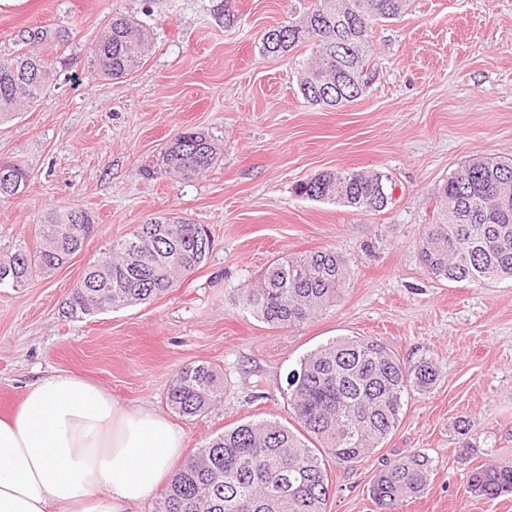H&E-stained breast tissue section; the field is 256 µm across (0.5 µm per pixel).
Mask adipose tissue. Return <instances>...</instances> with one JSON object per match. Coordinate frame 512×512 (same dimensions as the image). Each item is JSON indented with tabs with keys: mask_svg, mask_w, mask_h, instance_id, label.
Returning a JSON list of instances; mask_svg holds the SVG:
<instances>
[{
	"mask_svg": "<svg viewBox=\"0 0 512 512\" xmlns=\"http://www.w3.org/2000/svg\"><path fill=\"white\" fill-rule=\"evenodd\" d=\"M182 455L165 415L75 375L43 376L0 419V512H132Z\"/></svg>",
	"mask_w": 512,
	"mask_h": 512,
	"instance_id": "adipose-tissue-1",
	"label": "adipose tissue"
}]
</instances>
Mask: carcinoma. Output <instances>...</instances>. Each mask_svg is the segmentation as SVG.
I'll return each instance as SVG.
<instances>
[{
    "instance_id": "carcinoma-1",
    "label": "carcinoma",
    "mask_w": 512,
    "mask_h": 512,
    "mask_svg": "<svg viewBox=\"0 0 512 512\" xmlns=\"http://www.w3.org/2000/svg\"><path fill=\"white\" fill-rule=\"evenodd\" d=\"M404 0H316L297 22L272 26L261 52L285 55L312 45L311 61L298 72L306 102L338 107L360 96L368 71L374 27L397 18ZM153 45L150 27L114 15L90 47L91 67L122 79L144 64ZM52 84V71L38 55L22 50L0 61V119L32 108ZM219 159L212 136L203 131L176 135L162 155L166 169L183 179L204 175ZM30 170L0 160V201L20 194ZM387 176L374 171L336 170L298 183L297 195L364 212H380L391 201ZM436 219L425 225L419 260L437 280L490 284L512 279V159L479 155L455 169L439 189ZM94 231L84 210L50 209L36 242L0 246V288H22L35 275H48L82 250ZM203 224L154 218L114 240L84 269L65 301L71 317L144 304L197 269L212 244ZM342 255L333 249L287 255L269 264L257 283L243 290L242 306L273 328H292L335 305L350 279ZM438 377L431 359L414 365L400 360L372 338L341 337L300 359L288 373L294 418L318 443L312 448L277 421H248L207 441L185 461L160 496L156 512H325L330 491L325 457L351 466L370 456L395 430L404 397L428 389ZM217 372L198 364L171 380L166 403L192 418L221 399ZM486 462L470 471L468 492L494 500L512 495V460L494 447L462 442L457 458ZM433 461L412 452L383 465L370 498L375 512H401L423 494Z\"/></svg>"
}]
</instances>
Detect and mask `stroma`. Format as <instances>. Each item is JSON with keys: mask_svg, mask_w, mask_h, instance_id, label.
Instances as JSON below:
<instances>
[{"mask_svg": "<svg viewBox=\"0 0 512 512\" xmlns=\"http://www.w3.org/2000/svg\"><path fill=\"white\" fill-rule=\"evenodd\" d=\"M17 0L0 5V60L17 35L47 28L32 44L54 80L35 108L0 121V158L21 160L31 180L0 202V242H34L44 214L76 206L95 230L82 251L48 276L0 290V417L25 386L52 373L83 376L130 408L169 414L185 455L248 420L294 426L286 377L317 347L373 337L405 362L427 357L439 376L405 397L400 422L370 458L327 462L326 512H373L370 485L384 463L428 454V490L403 512H512V497L470 496V464L456 432L472 433L512 458V280L487 286L436 281L419 244L438 189L478 155L512 158V0H406L372 35L362 95L338 109L309 106L297 72L311 51L266 57L269 27L297 20L315 0ZM149 26L155 46L120 80L89 65V48L114 14ZM208 132L220 159L203 177L166 172L175 135ZM388 175L393 201L362 212L294 191L323 171ZM207 225L213 244L201 266L147 304L69 318L64 302L103 245L155 216ZM332 248L351 278L343 298L303 326L276 329L239 303L259 270L288 254ZM213 366L224 395L207 413H170L172 376Z\"/></svg>", "mask_w": 512, "mask_h": 512, "instance_id": "1", "label": "stroma"}]
</instances>
